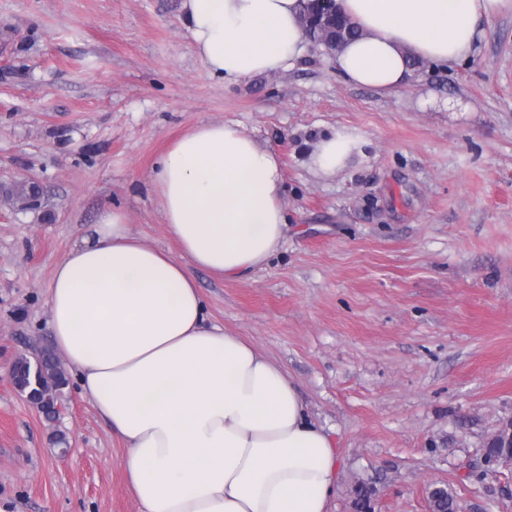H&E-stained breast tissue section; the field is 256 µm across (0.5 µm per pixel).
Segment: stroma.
<instances>
[{"label":"stroma","instance_id":"stroma-1","mask_svg":"<svg viewBox=\"0 0 512 512\" xmlns=\"http://www.w3.org/2000/svg\"><path fill=\"white\" fill-rule=\"evenodd\" d=\"M467 61L426 62L389 94L348 83L310 40L287 69L225 85L192 51L181 0H0V512H138L123 442L76 381L51 422L9 382L53 348L56 263L119 209L177 253L153 170L202 122L241 125L284 161L283 245L242 279L196 273L212 321L278 362L339 453L330 512H512V467L485 437L512 420V13L480 22ZM358 147L311 164L336 133ZM72 448L60 455L59 438ZM357 147V141L347 134L338 133L335 137L323 140L313 157V165L317 170L331 174L336 172L345 159Z\"/></svg>","mask_w":512,"mask_h":512}]
</instances>
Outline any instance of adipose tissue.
I'll return each mask as SVG.
<instances>
[{
	"label": "adipose tissue",
	"instance_id": "obj_1",
	"mask_svg": "<svg viewBox=\"0 0 512 512\" xmlns=\"http://www.w3.org/2000/svg\"><path fill=\"white\" fill-rule=\"evenodd\" d=\"M305 0H182L194 53L237 83L289 67ZM361 31L336 53L350 83L390 92L411 61L467 60L481 19L512 0H338ZM178 255L145 244L105 208L93 239L55 266L56 351L126 452L140 512H329L338 455L283 368L210 324L194 272L265 268L287 224L282 161L235 123L177 139L153 177Z\"/></svg>",
	"mask_w": 512,
	"mask_h": 512
}]
</instances>
